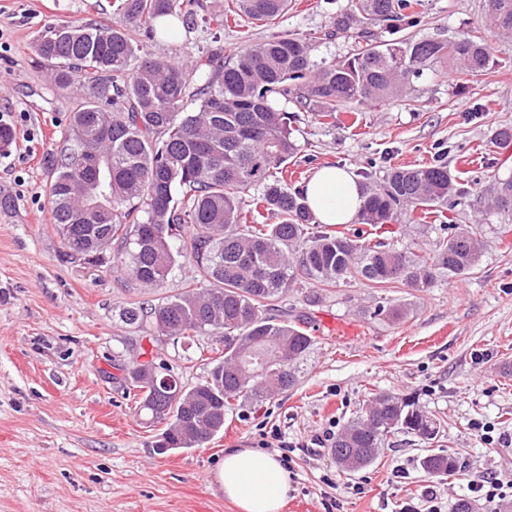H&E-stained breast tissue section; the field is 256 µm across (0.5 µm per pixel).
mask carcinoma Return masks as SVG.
Wrapping results in <instances>:
<instances>
[{"mask_svg":"<svg viewBox=\"0 0 512 512\" xmlns=\"http://www.w3.org/2000/svg\"><path fill=\"white\" fill-rule=\"evenodd\" d=\"M197 0H112L108 23L52 25L34 43L38 63L54 85L73 89L66 145L49 183L51 215L65 256L78 260L116 242L113 264L144 287L164 282L178 257H189L198 279L157 305L139 303L120 320L161 336H224V355L207 376L186 388H156L152 372L169 365L147 362L129 372L143 391L139 409L151 422L166 421L157 447L200 448L224 429L243 404L261 405L296 385L301 365L317 344L311 323L289 320L281 299L298 277L323 288L361 283L429 288L440 278L468 275L483 241L481 225L454 224L448 199L462 183L448 164L392 166L365 179L363 205L351 233L320 224L302 188L288 184V161L299 154L286 110L277 101L316 112L322 121L357 106L404 94L427 67L455 74L495 66L488 43L460 32L453 38L414 40L399 35L413 25L421 0H348L324 38L355 31L362 44L338 63L314 60L312 38L285 33L247 41L224 54L217 45L192 58L198 80L183 66L152 54L149 44L167 35L160 20L193 22ZM234 16L265 25L288 10V0H233ZM384 23L390 38L371 28ZM484 25L512 34V0H487ZM252 204L243 210V196ZM489 208L512 214V178L498 182ZM435 215L432 252L417 255L380 237H395L402 210ZM276 224H262L265 215ZM190 234L183 235L184 228ZM403 430L433 441L439 424L411 395L381 392L359 407L333 438L330 453L347 471L373 464L388 438ZM433 476L456 473L451 453L424 458Z\"/></svg>","mask_w":512,"mask_h":512,"instance_id":"cac0c4a2","label":"carcinoma"}]
</instances>
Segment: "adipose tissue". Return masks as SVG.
<instances>
[{
	"label": "adipose tissue",
	"mask_w": 512,
	"mask_h": 512,
	"mask_svg": "<svg viewBox=\"0 0 512 512\" xmlns=\"http://www.w3.org/2000/svg\"><path fill=\"white\" fill-rule=\"evenodd\" d=\"M306 200L323 224H350L363 203L355 176L335 166L320 168L305 186ZM216 480L241 512H281L291 490V475L276 456L250 448L224 455Z\"/></svg>",
	"instance_id": "obj_1"
}]
</instances>
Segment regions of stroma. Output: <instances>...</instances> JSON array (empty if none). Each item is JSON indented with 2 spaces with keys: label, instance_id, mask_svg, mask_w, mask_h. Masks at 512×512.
<instances>
[{
  "label": "stroma",
  "instance_id": "obj_1",
  "mask_svg": "<svg viewBox=\"0 0 512 512\" xmlns=\"http://www.w3.org/2000/svg\"><path fill=\"white\" fill-rule=\"evenodd\" d=\"M347 0H292L272 23L252 27L255 40L294 32L316 35ZM418 22L403 34L452 38L462 31L487 41L495 66L458 76L425 70L408 93L362 106L351 127L346 114L323 124L298 111L300 146L289 170L309 179L335 165L384 174L394 165H421L443 156L461 171L468 192L449 213L457 224L483 226L486 247L465 277L432 287L381 290L363 284L323 292L300 279L281 303L288 317L316 324L317 343L295 388L261 407H240L203 447L158 452L162 425L139 416L124 369L162 360L185 386L208 373L224 349L221 336H158L125 325L120 311L141 301L161 302L190 283L194 269L178 258L167 280L145 288L113 266L71 261L51 222L48 193L53 159L68 133L72 95L57 89L34 56L46 26L110 18L109 0H0V123L16 139L0 152V512H240L226 499L215 472L229 448L289 446L294 490L282 512H399L421 506L437 486L445 504L470 498L460 476L427 474L429 454L448 450L461 474L488 472L512 480V444L485 443L475 424L512 436V216L487 214L483 201L512 177V149L493 143L512 125V38L480 24L483 0H423ZM240 45L234 23L176 26L151 43L155 55L182 59L199 47ZM402 306L400 321L374 315L379 302ZM414 395L440 424L430 444L398 433L373 465L340 470L328 447L314 448L346 424L359 405L380 392Z\"/></svg>",
  "mask_w": 512,
  "mask_h": 512
}]
</instances>
